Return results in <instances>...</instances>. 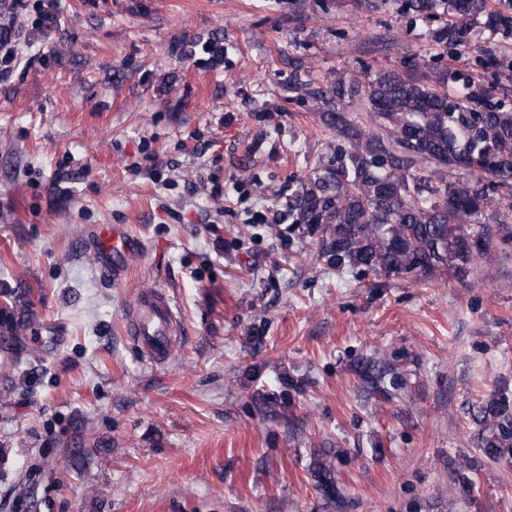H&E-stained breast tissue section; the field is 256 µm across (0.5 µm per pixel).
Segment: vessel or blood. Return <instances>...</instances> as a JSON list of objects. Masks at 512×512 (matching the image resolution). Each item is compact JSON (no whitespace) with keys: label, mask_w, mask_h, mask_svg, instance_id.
Returning <instances> with one entry per match:
<instances>
[{"label":"vessel or blood","mask_w":512,"mask_h":512,"mask_svg":"<svg viewBox=\"0 0 512 512\" xmlns=\"http://www.w3.org/2000/svg\"><path fill=\"white\" fill-rule=\"evenodd\" d=\"M91 247L98 267L109 274L129 268L143 251L140 238L120 224L98 227ZM182 326L177 305L161 288L142 290L127 311V333L144 360L153 365L169 360L182 336Z\"/></svg>","instance_id":"b4317fda"}]
</instances>
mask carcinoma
<instances>
[{
  "label": "carcinoma",
  "mask_w": 512,
  "mask_h": 512,
  "mask_svg": "<svg viewBox=\"0 0 512 512\" xmlns=\"http://www.w3.org/2000/svg\"><path fill=\"white\" fill-rule=\"evenodd\" d=\"M421 21H436L430 45L489 55L473 27L512 24V0H407ZM308 94L325 127L336 132L328 167L297 178L288 221L318 237L316 262L387 280H462L476 259H489L496 233L512 223V109L495 90L446 66L434 78L366 67L364 78L324 80ZM360 102L377 126L349 118ZM457 171L467 178H453ZM367 394L392 399L393 365L374 357L355 369ZM477 447L490 459L512 449V398L502 389L472 404ZM314 477L342 512L344 497L326 459Z\"/></svg>",
  "instance_id": "obj_1"
}]
</instances>
